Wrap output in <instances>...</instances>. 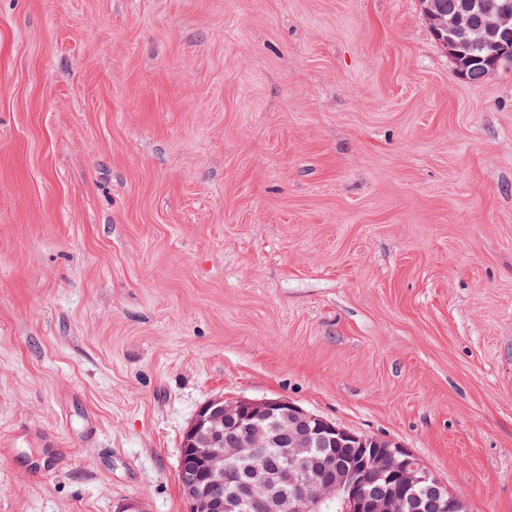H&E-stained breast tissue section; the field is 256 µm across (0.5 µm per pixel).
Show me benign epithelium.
I'll return each mask as SVG.
<instances>
[{
	"instance_id": "benign-epithelium-1",
	"label": "benign epithelium",
	"mask_w": 512,
	"mask_h": 512,
	"mask_svg": "<svg viewBox=\"0 0 512 512\" xmlns=\"http://www.w3.org/2000/svg\"><path fill=\"white\" fill-rule=\"evenodd\" d=\"M480 8L489 31H512L511 8L487 0ZM424 13L448 47L469 28L467 15L450 20L437 0H426ZM336 440L373 448L364 470L342 476L331 455L316 460L313 448ZM273 446L288 460V482L278 466L256 482H243L240 463ZM178 481L189 512H461L466 507L399 443L339 427L282 398L205 403L185 433Z\"/></svg>"
}]
</instances>
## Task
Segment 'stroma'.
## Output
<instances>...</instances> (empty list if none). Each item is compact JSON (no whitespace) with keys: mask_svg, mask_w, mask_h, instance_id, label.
<instances>
[{"mask_svg":"<svg viewBox=\"0 0 512 512\" xmlns=\"http://www.w3.org/2000/svg\"><path fill=\"white\" fill-rule=\"evenodd\" d=\"M216 398L512 512V63L421 0H0V512H187ZM438 1L441 2L440 5L447 14L439 9V2L436 0L424 1V3H426L424 13L430 27L439 36L445 46H456L458 43L456 52L453 54L457 72L471 82H480L484 78L487 66L488 72L496 70V65L492 62V59L497 54H508L510 50H512L510 41H486L490 43L488 45L490 53L488 54V48L480 47L477 39H475L469 32L456 38L459 32H466L469 28V17L460 12L465 11L470 14L471 24L474 27L482 25L483 13L477 9L471 10V4L476 0ZM456 14H458L457 17L448 21L449 18ZM484 59L488 62L487 66L485 65L486 63Z\"/></svg>","mask_w":512,"mask_h":512,"instance_id":"obj_1","label":"stroma"}]
</instances>
